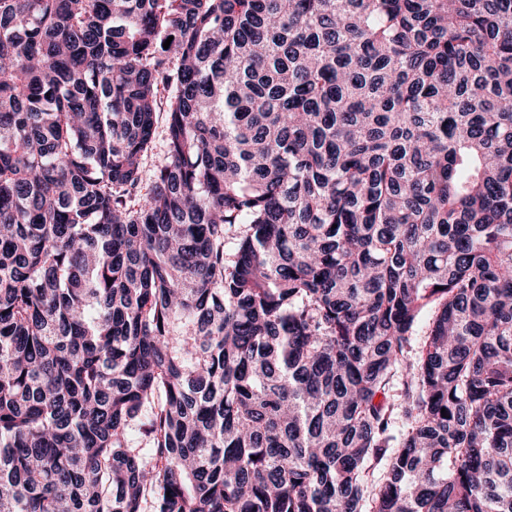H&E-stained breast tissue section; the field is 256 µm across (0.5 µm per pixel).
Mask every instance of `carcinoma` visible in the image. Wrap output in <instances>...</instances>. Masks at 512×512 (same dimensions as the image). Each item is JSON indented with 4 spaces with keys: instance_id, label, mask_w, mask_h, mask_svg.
I'll list each match as a JSON object with an SVG mask.
<instances>
[{
    "instance_id": "1",
    "label": "carcinoma",
    "mask_w": 512,
    "mask_h": 512,
    "mask_svg": "<svg viewBox=\"0 0 512 512\" xmlns=\"http://www.w3.org/2000/svg\"><path fill=\"white\" fill-rule=\"evenodd\" d=\"M0 512H512V0H0Z\"/></svg>"
}]
</instances>
